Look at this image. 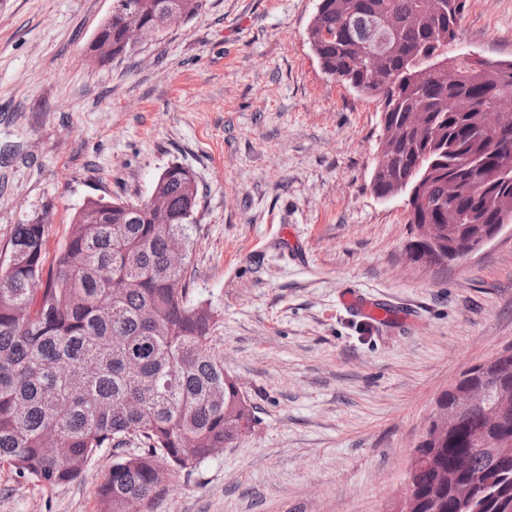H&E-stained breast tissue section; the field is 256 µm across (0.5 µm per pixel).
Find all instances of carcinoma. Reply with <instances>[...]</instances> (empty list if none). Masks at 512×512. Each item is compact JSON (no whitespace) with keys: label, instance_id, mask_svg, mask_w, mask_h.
Here are the masks:
<instances>
[{"label":"carcinoma","instance_id":"carcinoma-1","mask_svg":"<svg viewBox=\"0 0 512 512\" xmlns=\"http://www.w3.org/2000/svg\"><path fill=\"white\" fill-rule=\"evenodd\" d=\"M432 2L319 0L307 37L326 74L380 104L379 148L394 157L371 181L375 195L392 192L432 147L469 157L431 156L437 168L408 214L411 225H440L447 261L512 209V179L498 177L512 165V61L448 54L466 0H440L439 9ZM202 5L112 0V57L131 49L126 14L158 32L169 12L185 20ZM450 179L462 187L453 197ZM152 194L168 223H157L148 198H93L75 215L51 270L40 220L16 225L0 262V462L54 486L77 481L110 448L112 467L97 489L101 512H125L137 499L150 512L165 478L192 473L254 424L237 377L211 350L214 311L189 299L188 262L167 261L171 236L192 251L196 180L172 164ZM490 360L437 403L452 409L456 390L474 383L511 391L512 345ZM480 443L512 446V414L487 424L469 412L444 437L421 440L415 453L430 465L413 476L412 512H512V453L477 455ZM433 466L448 472L447 485L435 484ZM458 483L472 491L466 509L452 493Z\"/></svg>","mask_w":512,"mask_h":512}]
</instances>
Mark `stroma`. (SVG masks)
I'll return each mask as SVG.
<instances>
[{
    "mask_svg": "<svg viewBox=\"0 0 512 512\" xmlns=\"http://www.w3.org/2000/svg\"><path fill=\"white\" fill-rule=\"evenodd\" d=\"M459 49L512 60V0H467ZM112 0H0V249L49 226L53 265L91 198L144 199L192 170L190 297L255 408L252 431L171 477L152 512H389L437 397L512 344V226L469 256L414 259L402 198L371 190L377 104L322 70L317 0H203L104 66ZM398 304L370 328L344 293ZM112 465L44 486L0 462V512H100Z\"/></svg>",
    "mask_w": 512,
    "mask_h": 512,
    "instance_id": "obj_1",
    "label": "stroma"
}]
</instances>
